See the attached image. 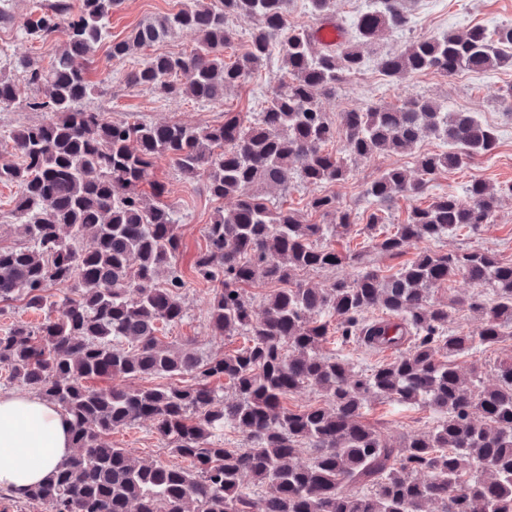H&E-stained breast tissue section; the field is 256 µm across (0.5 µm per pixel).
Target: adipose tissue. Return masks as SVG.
Wrapping results in <instances>:
<instances>
[{
    "label": "adipose tissue",
    "instance_id": "obj_1",
    "mask_svg": "<svg viewBox=\"0 0 512 512\" xmlns=\"http://www.w3.org/2000/svg\"><path fill=\"white\" fill-rule=\"evenodd\" d=\"M72 451L67 424L53 404L28 394H0V488L46 480Z\"/></svg>",
    "mask_w": 512,
    "mask_h": 512
}]
</instances>
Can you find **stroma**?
<instances>
[{
    "mask_svg": "<svg viewBox=\"0 0 512 512\" xmlns=\"http://www.w3.org/2000/svg\"><path fill=\"white\" fill-rule=\"evenodd\" d=\"M184 0H124L109 20L106 44L100 45L94 61L88 68L91 82H98L103 75H110L111 82L105 93L93 96L84 106L91 111L103 112L118 121L138 116L146 121L163 124L179 121L191 126H205L219 121L221 112H258L266 99L279 85L282 70L279 61L263 65L244 84L228 91L222 108H214L186 98L173 103L142 87H129L124 83L126 73L134 68L137 57L112 59L107 44L129 35L140 22L177 11ZM412 9L410 29L388 30L373 41L360 44L365 58L360 73L339 84L335 93L321 97L320 106L330 115L350 110H363L375 104L395 105L416 97H427L451 111H474L479 117L499 130L500 146L495 155L477 159L471 168L444 172L431 182L426 196L417 203L400 199L383 213V222L374 229L375 236L392 233L394 225L403 223L411 206H426L432 197L443 193H462L471 176L478 175L490 185L500 188L503 194L497 210L496 221L482 232L473 234L468 229L453 232L440 242L444 251L480 248L497 254L503 260L512 259V120L502 115V94L512 85V69L489 70L482 73L459 72L445 76L435 71L419 73L398 82H390L375 67L377 54L404 48L411 40L433 37L448 31L461 32L480 24L489 28L512 23V0H408ZM444 144L428 138L417 150L402 154H379L369 160L352 162V174L344 182L332 186L331 191L341 208L353 210L357 224H366L375 206L363 196L366 182L389 166L406 168L416 174L418 152H442ZM165 188L164 202L175 204L184 218L179 226L181 247L177 265L186 282L183 290L186 315L184 319L162 330L163 341L181 345L194 342L204 353L221 354L242 346L240 336L221 337L210 335L206 327V313L210 300L207 284L196 274L194 261L204 245L203 229L210 223L216 207L231 210L236 200L224 198L222 204L208 199L199 183L183 178L169 163L158 164L147 182L141 186L144 194H152L154 184ZM331 333L323 350L349 359L356 372L371 369L377 363L390 361L393 351L378 354L355 342L343 340L338 320H331ZM512 356V339L491 346H480L460 358V366L476 374L482 384L493 381L492 369L502 359ZM437 416L419 405L400 404L385 399L368 402L363 415L365 424L379 429L391 442H398L410 433L429 430ZM106 444L127 449L137 457H147L165 465H183V458L174 456L156 434L151 422L113 430L105 435Z\"/></svg>",
    "mask_w": 512,
    "mask_h": 512,
    "instance_id": "35a3bbf8",
    "label": "stroma"
}]
</instances>
